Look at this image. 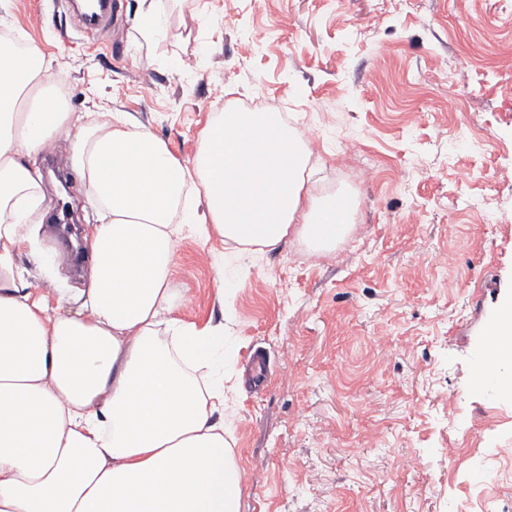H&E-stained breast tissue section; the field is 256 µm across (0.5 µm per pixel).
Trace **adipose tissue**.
Listing matches in <instances>:
<instances>
[{
	"instance_id": "1",
	"label": "adipose tissue",
	"mask_w": 512,
	"mask_h": 512,
	"mask_svg": "<svg viewBox=\"0 0 512 512\" xmlns=\"http://www.w3.org/2000/svg\"><path fill=\"white\" fill-rule=\"evenodd\" d=\"M37 46L0 50V512H239L224 439V327H197L172 283L185 232L332 250L349 210L306 186L308 151L281 113L220 112L191 165L150 129L69 111ZM65 162L99 214L72 315L38 265V162Z\"/></svg>"
}]
</instances>
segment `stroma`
<instances>
[{
  "label": "stroma",
  "instance_id": "1",
  "mask_svg": "<svg viewBox=\"0 0 512 512\" xmlns=\"http://www.w3.org/2000/svg\"><path fill=\"white\" fill-rule=\"evenodd\" d=\"M120 0L113 31L66 0H0V32L65 65L73 112L121 113L191 163L214 113L271 100L320 120L315 194L346 193L360 236L335 255L289 240L263 255L185 237L181 313L223 324L224 438L239 512H512V394L471 381L512 301V6L503 0ZM194 56L190 69L176 60ZM470 79L449 111L453 72ZM376 155L356 172L349 142ZM47 192L42 249L97 212L77 175ZM454 251L456 264L438 257ZM223 304H216L217 288ZM486 454L473 470L470 456ZM419 468H410L411 460Z\"/></svg>",
  "mask_w": 512,
  "mask_h": 512
}]
</instances>
